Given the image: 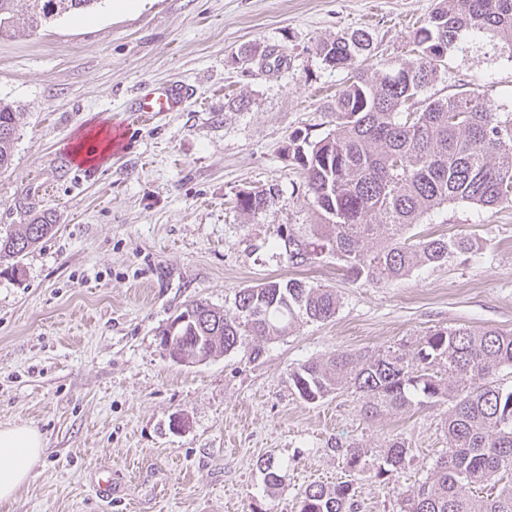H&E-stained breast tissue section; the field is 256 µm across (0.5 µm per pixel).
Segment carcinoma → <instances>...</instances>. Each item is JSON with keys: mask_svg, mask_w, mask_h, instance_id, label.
Listing matches in <instances>:
<instances>
[{"mask_svg": "<svg viewBox=\"0 0 512 512\" xmlns=\"http://www.w3.org/2000/svg\"><path fill=\"white\" fill-rule=\"evenodd\" d=\"M15 2L0 0V33L32 31L98 0H26L23 13ZM465 35L486 37L512 58V0H438L414 32V59L380 60L381 75L364 67L375 48L363 30L317 47L326 65L351 77L331 105L335 129L318 140L295 132L284 148L323 217L304 235L278 231L271 247L288 265L332 254L353 280L386 283L473 250L465 236L414 243L407 237L411 226L450 203L512 204V118L475 89L424 96ZM21 116L0 101V169L11 165ZM281 196L277 184L254 187L236 194V208L248 215L267 212ZM53 229L44 217L1 236L0 261L22 258ZM339 305L336 290L295 278L241 289L231 313L195 301L178 313L188 320L175 351L203 361L244 347L256 360L263 349L248 337L276 340L304 320L334 317ZM504 369H512V333L461 325L431 330L410 346L373 353L338 349L300 364L290 380L309 403L352 389L371 418L450 404L448 448L424 482L400 494V512H512V390L496 379ZM409 452L396 439L378 457L350 442L344 457L350 479L332 488L306 487L300 512H358L353 481L400 469ZM279 468L272 458L263 462L270 493L281 485ZM475 488L487 495L474 494Z\"/></svg>", "mask_w": 512, "mask_h": 512, "instance_id": "cac0c4a2", "label": "carcinoma"}]
</instances>
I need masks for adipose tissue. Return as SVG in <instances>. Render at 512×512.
<instances>
[{
	"label": "adipose tissue",
	"instance_id": "1",
	"mask_svg": "<svg viewBox=\"0 0 512 512\" xmlns=\"http://www.w3.org/2000/svg\"><path fill=\"white\" fill-rule=\"evenodd\" d=\"M42 452L43 439L35 429L26 425L0 428V501L14 499Z\"/></svg>",
	"mask_w": 512,
	"mask_h": 512
}]
</instances>
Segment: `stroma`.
Returning a JSON list of instances; mask_svg holds the SVG:
<instances>
[{
  "instance_id": "stroma-1",
  "label": "stroma",
  "mask_w": 512,
  "mask_h": 512,
  "mask_svg": "<svg viewBox=\"0 0 512 512\" xmlns=\"http://www.w3.org/2000/svg\"><path fill=\"white\" fill-rule=\"evenodd\" d=\"M435 0H101L34 32L0 35V99L23 114L14 159L0 171V235L42 214L51 235L18 266L0 263V425L39 431L32 478L0 512H299L312 483L347 480L343 447L381 453L404 439L410 457L385 482L355 481L360 512H399L394 489L424 480L447 447L446 405L366 419L359 393L309 403L292 369L339 349L413 342L435 327L512 330V204H451L414 239L466 236L474 253L378 286L347 277L335 256L289 267L270 243L318 213L283 153L294 131L333 127L346 73L320 42L369 32L379 58L411 60L412 36ZM272 49L263 71L244 51ZM179 82L181 110L145 118L129 103ZM479 90L512 113V59L466 38L430 88ZM125 145L81 164L83 136L113 124ZM276 184L268 212L235 206L244 189ZM299 278L336 289L331 320L300 323L265 343L191 366L158 336L203 300L232 309L239 289ZM183 427H175V419ZM280 464L265 490L261 464ZM111 481L109 502L98 481Z\"/></svg>"
}]
</instances>
